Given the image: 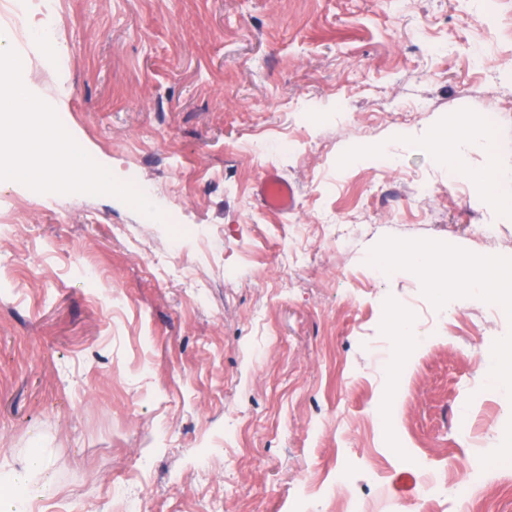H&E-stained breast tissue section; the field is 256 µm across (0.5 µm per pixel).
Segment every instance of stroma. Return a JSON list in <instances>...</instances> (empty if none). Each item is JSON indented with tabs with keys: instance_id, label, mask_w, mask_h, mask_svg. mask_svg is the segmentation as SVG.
Masks as SVG:
<instances>
[{
	"instance_id": "35a3bbf8",
	"label": "stroma",
	"mask_w": 512,
	"mask_h": 512,
	"mask_svg": "<svg viewBox=\"0 0 512 512\" xmlns=\"http://www.w3.org/2000/svg\"><path fill=\"white\" fill-rule=\"evenodd\" d=\"M25 2L0 0V32L29 92L68 113L95 166L136 168L154 207L205 237L121 194L0 190V512L41 452L53 494L32 512H113L116 481L148 488L150 512H300L346 465L378 512H464L423 508L390 443L444 464L470 454L462 430L485 412L508 420L486 442L512 463V389L475 355L483 336L512 347V302L462 287L456 321L412 265H368L429 245L481 271L512 258V223L491 242L475 231L512 198V68L497 63L512 0L490 22L477 0ZM44 10L67 67L28 35ZM491 110L495 145L450 180L430 139ZM283 139L296 150L250 151ZM271 170L294 188L289 212L259 200ZM23 210L32 223H5ZM388 301L433 336L398 399Z\"/></svg>"
}]
</instances>
